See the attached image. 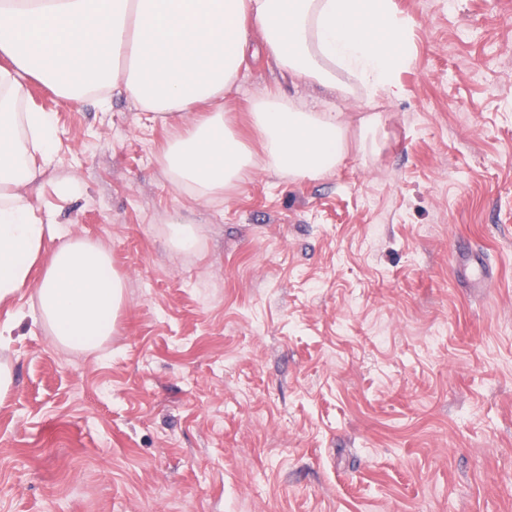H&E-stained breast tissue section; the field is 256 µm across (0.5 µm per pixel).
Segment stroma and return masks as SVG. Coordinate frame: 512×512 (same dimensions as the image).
Listing matches in <instances>:
<instances>
[{"mask_svg": "<svg viewBox=\"0 0 512 512\" xmlns=\"http://www.w3.org/2000/svg\"><path fill=\"white\" fill-rule=\"evenodd\" d=\"M394 4L399 94L253 63L224 98L254 149L257 97L344 113L336 169L260 161L209 203L169 180L171 130L131 101L31 85L58 140L26 194L126 288L99 348L28 319L0 345V512H512V0ZM173 223L197 250L171 249ZM463 245L491 287H470Z\"/></svg>", "mask_w": 512, "mask_h": 512, "instance_id": "35a3bbf8", "label": "stroma"}]
</instances>
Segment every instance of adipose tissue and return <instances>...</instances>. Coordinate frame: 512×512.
Returning <instances> with one entry per match:
<instances>
[{
	"instance_id": "obj_1",
	"label": "adipose tissue",
	"mask_w": 512,
	"mask_h": 512,
	"mask_svg": "<svg viewBox=\"0 0 512 512\" xmlns=\"http://www.w3.org/2000/svg\"><path fill=\"white\" fill-rule=\"evenodd\" d=\"M408 44L392 0H0V305L35 286L33 322L60 345L91 348L111 336L125 288L105 248L59 240L25 195L52 164L55 142L53 117L32 103L29 81L66 102L93 96L106 106L122 96L152 113L173 130L159 164L206 202L255 165L224 118V95L249 62L373 99L396 93ZM249 116L278 173L313 177L346 155L341 113L271 93Z\"/></svg>"
}]
</instances>
